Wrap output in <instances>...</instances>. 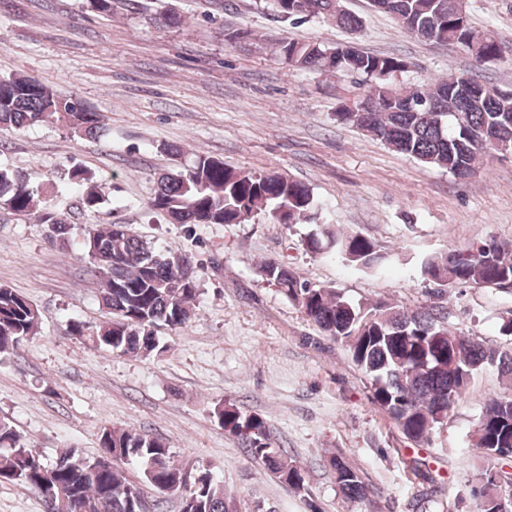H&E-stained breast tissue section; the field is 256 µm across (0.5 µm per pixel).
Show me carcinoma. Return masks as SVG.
<instances>
[{
	"instance_id": "cac0c4a2",
	"label": "carcinoma",
	"mask_w": 512,
	"mask_h": 512,
	"mask_svg": "<svg viewBox=\"0 0 512 512\" xmlns=\"http://www.w3.org/2000/svg\"><path fill=\"white\" fill-rule=\"evenodd\" d=\"M274 15L294 24L328 20L352 32L362 21L345 11L341 0H279ZM412 36L456 46L480 67L501 57V42L489 28L472 25L467 0H371ZM279 53L296 69L336 71L364 78V94L344 104L336 120L362 129L374 139L427 166L464 179L483 165L497 144L512 147V97L486 82L478 69L423 84L402 81L408 63L398 57L369 54L348 42L281 41ZM360 102L378 109L363 116L353 111ZM52 125L70 136L106 135L103 116L74 94L16 72L0 77V129ZM69 192L81 194L83 206L97 212L106 200V184L89 170L70 172ZM42 189L9 167L0 166V209L37 215L49 237L63 248L77 247L80 258L101 282L99 306L105 320L94 326L70 321L77 339L123 354L149 357L163 352L156 328L177 329L191 322L201 289L192 260L169 246H158L122 224L93 225L75 242L70 225L53 209L38 208ZM150 210L169 224L193 228L200 224H240L267 212L280 224L309 223L319 211L312 190L303 182L275 171L248 173L200 154L185 172L165 173L149 202ZM120 230H115V227ZM305 249L348 270L370 275L389 272L396 256L359 232H339L314 224L303 239ZM423 281L444 280L450 288L469 286L512 294V247L496 237L465 250L424 254L415 260ZM260 276L277 288L325 336L344 345L353 364L370 381L372 399L421 446L430 442L451 409L461 401L474 374L495 366L512 380V350L487 347L470 336L451 332L447 307L405 310L384 301L355 303L332 288L300 280L286 264L270 261ZM42 313L30 299L0 285V355L38 333ZM224 431L241 441L250 457L296 491L305 489L304 471L288 462L271 441L263 418L233 404L215 407ZM474 446L493 461L512 458V394L489 400L473 432ZM100 454L88 458L67 446L55 461H44L6 422L0 421V482L18 483L49 497L50 512H162L163 497L179 495L187 512H231L234 497L207 468L196 482L183 481L185 469L169 446L129 427L105 428ZM340 494L375 508L377 493L361 471L343 455H330ZM134 467L138 479L127 476ZM160 498L150 502L143 487ZM512 491V473L486 478L471 491L470 512H497L498 498Z\"/></svg>"
}]
</instances>
